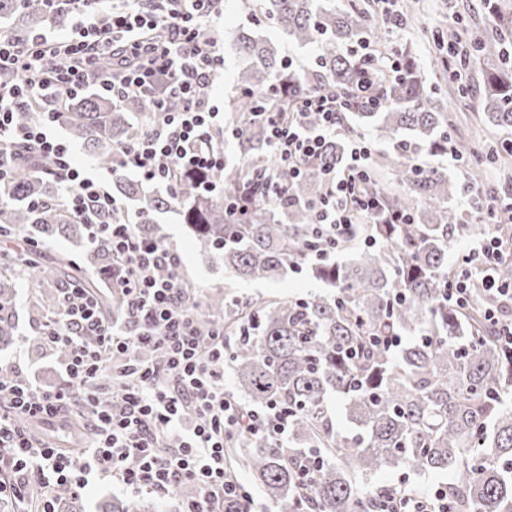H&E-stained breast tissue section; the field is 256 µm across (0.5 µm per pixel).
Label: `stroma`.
I'll use <instances>...</instances> for the list:
<instances>
[{"instance_id":"1","label":"stroma","mask_w":512,"mask_h":512,"mask_svg":"<svg viewBox=\"0 0 512 512\" xmlns=\"http://www.w3.org/2000/svg\"><path fill=\"white\" fill-rule=\"evenodd\" d=\"M418 14L404 28L389 32L392 40L411 39L415 42V56L425 70L428 80L435 85H447L444 73L428 51L427 39L433 27L454 23L456 15L466 17L470 28L492 33L493 18L484 0H419ZM249 17L236 0L229 3L214 28L216 47L224 56V68L215 77L210 93L216 108H223L224 99L234 89V76L240 65L230 46V36L248 27ZM448 110L455 124L456 137L467 140L475 147H482L486 138L503 141L512 139V127L488 131L482 119L481 103L477 95L449 96ZM161 232L168 246L182 256L183 274L199 301H206L215 292L224 293L229 302H247L268 299H295L313 288L303 271H292L279 282L255 281L245 283L225 271L223 263L213 260L202 246L189 236L176 213L160 215ZM38 291L29 288L25 281H18L14 321L16 332L8 345L0 347V363H12L18 375L36 377L47 383L55 379L57 356L40 342V330L49 317L41 309Z\"/></svg>"}]
</instances>
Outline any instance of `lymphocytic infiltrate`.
Here are the masks:
<instances>
[{"label": "lymphocytic infiltrate", "instance_id": "1", "mask_svg": "<svg viewBox=\"0 0 512 512\" xmlns=\"http://www.w3.org/2000/svg\"><path fill=\"white\" fill-rule=\"evenodd\" d=\"M216 2L159 0L147 12L139 0H111L104 9L76 13L68 36L37 32L20 43L0 33V71L20 77L19 84L0 87V182L16 146L52 160L65 203L86 224L92 241L109 243L119 277L120 312L109 320L91 294L62 290L40 336L47 348L65 352L53 384L17 379L12 366L0 364V468L8 473L0 496L19 498L38 487L40 512H58L61 498L78 497L95 477L112 478L136 494L168 493L188 482L197 494L180 512H224L225 500L247 495L228 476L226 436L262 429L281 435L288 428V416L277 406L247 411L226 393L224 329L200 328L199 301L182 274L179 253L142 235L130 219L105 220L124 210L112 195L113 176L132 173L167 186L173 169L203 173L223 166L222 140L205 148L199 144L203 135L222 129L204 94L224 65L213 36ZM90 91L119 100L144 95L160 114L142 139L121 150L109 175L74 167L68 144L49 132L62 104ZM171 95L182 98L179 111H165L164 99ZM29 102L42 104L41 116L19 125L14 110ZM345 110L341 97L327 93L305 97L285 124L266 113L268 142L292 176L301 174L307 159L321 156L339 132ZM312 112L319 117L314 126L307 122ZM370 153L365 141L351 140L344 168L329 175L316 231L345 241L355 239L363 224L413 223L411 213L382 209L367 190ZM467 203L482 216L486 230L458 257L445 299L463 309L476 291L497 294L484 320L499 342L512 346V282L491 274L512 259V250L493 223L498 209L482 189H470ZM117 361L128 380L106 399L98 378ZM75 406L88 410L92 423L78 456L33 441L18 424L22 417L54 423ZM452 508L444 487H411L392 493L382 512Z\"/></svg>", "mask_w": 512, "mask_h": 512}]
</instances>
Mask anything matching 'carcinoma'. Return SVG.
<instances>
[{
	"label": "carcinoma",
	"mask_w": 512,
	"mask_h": 512,
	"mask_svg": "<svg viewBox=\"0 0 512 512\" xmlns=\"http://www.w3.org/2000/svg\"><path fill=\"white\" fill-rule=\"evenodd\" d=\"M95 0H0L8 34L23 40L46 27H62L74 7ZM252 27L237 32L233 48L242 65L224 111L240 163H224L203 175L179 174L175 191L145 194L142 183L118 179L112 193L120 200L139 197L136 220L143 234L163 240L156 216L174 211L207 253L243 281H277L302 263L320 287L306 296L256 302L244 312L229 309L215 293L207 324L224 311L227 361L249 409L271 404L288 409V436L268 431L227 438L231 474L250 471L266 496L284 512H378L391 489L374 477L386 469L417 475L452 471L448 498L457 512H512V349L501 345L481 318L490 299L475 298L456 310L443 300L453 273L448 249L458 237L482 229L467 224L448 200L466 185L427 167L424 154L448 147L471 153L452 139L447 96L428 84L411 44L387 47L382 24H374L369 0H240ZM274 28L288 41L312 44L315 66L288 67L279 43L255 36ZM375 35L380 48L364 59L354 47ZM472 56L461 62L490 60L481 86L486 121L512 127V57L506 38L474 34ZM400 65L399 79L387 73ZM374 74L369 96L358 83ZM340 93L350 99L347 118L371 126L387 144L376 153L370 176L384 208L410 211L413 224H370L376 244L350 261L336 254L350 243H336L313 232L315 212L326 194L325 167H343L355 129L350 122L327 149L324 160L306 164L293 182L266 140L261 112L284 121L302 97ZM150 99L131 95L120 103L109 94L70 99L58 120L72 141L98 165L112 168L122 148L137 143L149 124L133 119L152 114ZM51 162L26 148L15 149L8 181L0 187V237L8 240L30 228L41 237H66L81 243L85 224L59 201L61 183ZM252 181L255 200L244 214H231L224 198ZM322 260L313 264L310 257ZM55 276L70 288L98 293L101 309L112 316V252L101 244L76 261L66 255L48 267L37 252L0 272V342L15 329L16 283L33 286ZM414 336L389 349L382 337ZM345 402L354 432L342 433L333 419L331 398ZM313 472L304 491L300 470ZM98 512H156L139 498H104Z\"/></svg>",
	"instance_id": "carcinoma-1"
}]
</instances>
